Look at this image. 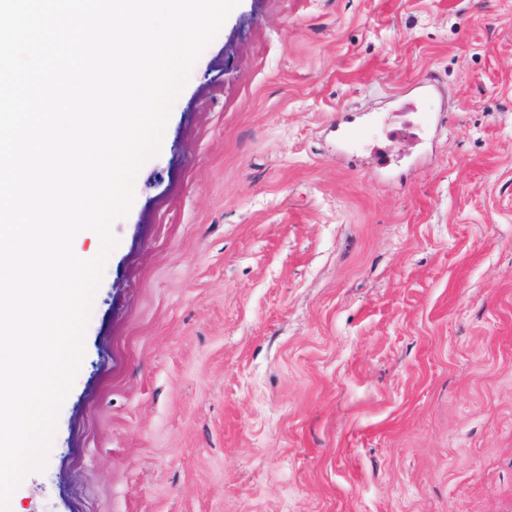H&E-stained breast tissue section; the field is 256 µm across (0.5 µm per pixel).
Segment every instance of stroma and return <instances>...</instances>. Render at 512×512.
I'll list each match as a JSON object with an SVG mask.
<instances>
[{"instance_id":"stroma-1","label":"stroma","mask_w":512,"mask_h":512,"mask_svg":"<svg viewBox=\"0 0 512 512\" xmlns=\"http://www.w3.org/2000/svg\"><path fill=\"white\" fill-rule=\"evenodd\" d=\"M9 512H512V0H240Z\"/></svg>"}]
</instances>
